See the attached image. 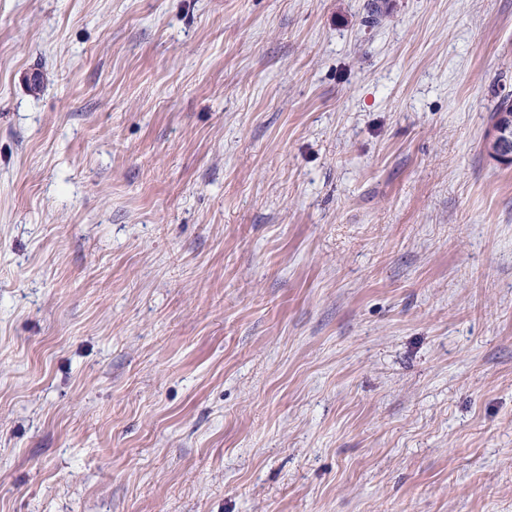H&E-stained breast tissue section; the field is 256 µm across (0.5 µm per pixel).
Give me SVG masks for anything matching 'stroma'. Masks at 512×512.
I'll list each match as a JSON object with an SVG mask.
<instances>
[{"instance_id":"stroma-1","label":"stroma","mask_w":512,"mask_h":512,"mask_svg":"<svg viewBox=\"0 0 512 512\" xmlns=\"http://www.w3.org/2000/svg\"><path fill=\"white\" fill-rule=\"evenodd\" d=\"M0 0V512H512V0ZM492 139L497 145L496 155L506 161L512 160V117H506L493 128Z\"/></svg>"}]
</instances>
